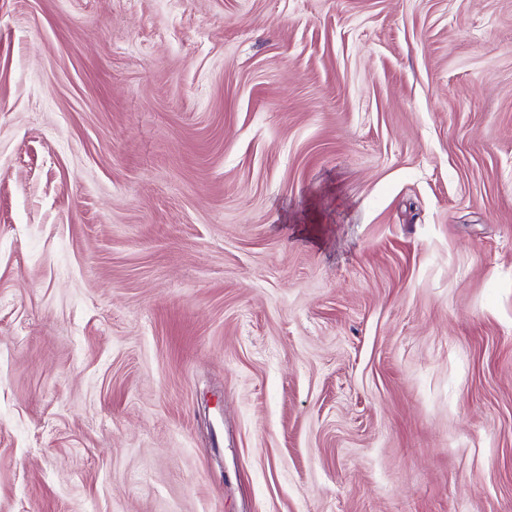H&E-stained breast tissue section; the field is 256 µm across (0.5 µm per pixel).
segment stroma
<instances>
[{
    "mask_svg": "<svg viewBox=\"0 0 512 512\" xmlns=\"http://www.w3.org/2000/svg\"><path fill=\"white\" fill-rule=\"evenodd\" d=\"M0 512H512V0H0Z\"/></svg>",
    "mask_w": 512,
    "mask_h": 512,
    "instance_id": "1",
    "label": "stroma"
}]
</instances>
